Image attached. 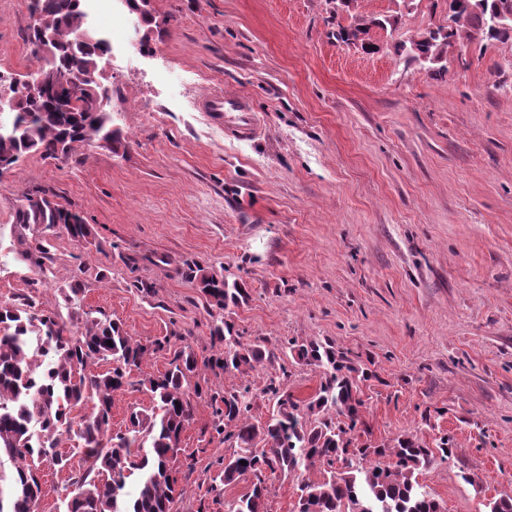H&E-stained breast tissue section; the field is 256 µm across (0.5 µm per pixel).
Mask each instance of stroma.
Here are the masks:
<instances>
[{"mask_svg":"<svg viewBox=\"0 0 512 512\" xmlns=\"http://www.w3.org/2000/svg\"><path fill=\"white\" fill-rule=\"evenodd\" d=\"M161 30L147 48L106 58L112 125L124 144L93 141L66 161L32 154L0 174V306L18 297L68 315L78 303L149 343L184 336L215 354L210 327L243 340L328 339L377 377L365 389L372 441L441 436L454 454L422 477L445 512H487L512 493V39L464 41L437 79L395 46L448 19L444 0H356V14L394 15L377 52L336 43L330 0H151ZM26 0H0V74L25 71ZM244 97L261 132L241 141L197 102ZM52 191L93 242L20 229L24 196ZM44 236L42 265L24 242ZM245 282L249 301L209 306L186 262ZM275 368L200 370L203 388L250 385L255 421L276 411L259 391ZM209 399L181 437L174 512H232L246 482L222 486L233 445L212 429ZM65 468L41 467L39 512H63L83 470L77 438ZM276 476L268 512H294L301 481ZM218 486L217 496L207 493Z\"/></svg>","mask_w":512,"mask_h":512,"instance_id":"35a3bbf8","label":"stroma"}]
</instances>
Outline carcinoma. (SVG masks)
Here are the masks:
<instances>
[{"mask_svg":"<svg viewBox=\"0 0 512 512\" xmlns=\"http://www.w3.org/2000/svg\"><path fill=\"white\" fill-rule=\"evenodd\" d=\"M127 9L141 13L146 47L155 17L150 0H126ZM448 24L418 32L397 46L406 60L428 65L431 75L448 72V47L464 37L486 41L512 39V0H447ZM36 11L54 34L49 49L30 27V65L10 78L22 83L34 72L63 73L81 79L101 68L110 51L107 39L88 29L85 0H33ZM395 17L354 16L349 25L336 24L332 36L366 53L377 50L370 32L393 26ZM112 85L105 81L96 94L81 93L69 111L54 104L55 91L20 93L19 111L9 124L0 123V170L37 153L45 160L71 157L78 147L95 140L122 145L120 131L112 128L108 110ZM16 223L59 229L78 241L92 237L80 213L41 191L25 197L16 211ZM197 287L219 310L237 306L249 297L243 284L230 282L213 269L188 267ZM213 343L224 346L222 355L203 362L206 368L243 373L267 363H279V374L269 378L262 392L277 399V410L264 423L250 416L252 389L210 394L217 418L214 430L224 442L237 445L235 454L219 459L223 481L249 482L248 491L235 503L234 512H268V482L278 473L319 465L323 479L300 487L296 512H443L440 502L419 481V475L440 457L453 454V440L444 436L430 448L413 433L388 441L355 445L354 432L362 423L364 386L373 371L329 340L289 339L279 351L256 337L242 342L233 326L223 321L211 333ZM171 337L142 344L108 319L77 311L63 318L34 311L31 302L0 308V455L14 462V488L0 504V512H36L42 496L38 471L49 462L66 467L59 452L60 437L67 433L80 440L86 469L70 478L73 489L65 497L64 512H173L177 478L173 465L181 451L183 431L192 419L194 400L202 397L200 385L190 386L199 371L193 351L182 347L173 353L169 368L134 382L132 369H141L147 357L170 349ZM321 368L324 381L305 401L280 391L288 378V362ZM110 368L93 373L90 366ZM141 387L155 399L146 412L132 409L125 430L112 432L114 393ZM87 399L95 401L89 415L73 412ZM362 457L378 458L369 467L336 463L348 461L350 449Z\"/></svg>","mask_w":512,"mask_h":512,"instance_id":"carcinoma-1","label":"carcinoma"}]
</instances>
